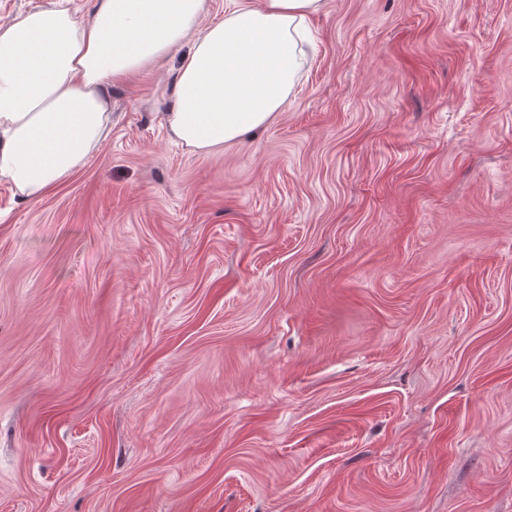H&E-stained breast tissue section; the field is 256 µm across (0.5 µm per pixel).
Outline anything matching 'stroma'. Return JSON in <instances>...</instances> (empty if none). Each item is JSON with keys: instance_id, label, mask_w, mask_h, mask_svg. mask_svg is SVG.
<instances>
[{"instance_id": "stroma-1", "label": "stroma", "mask_w": 512, "mask_h": 512, "mask_svg": "<svg viewBox=\"0 0 512 512\" xmlns=\"http://www.w3.org/2000/svg\"><path fill=\"white\" fill-rule=\"evenodd\" d=\"M210 153L112 87L0 178V512H512V0H326Z\"/></svg>"}]
</instances>
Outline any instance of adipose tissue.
<instances>
[{"label": "adipose tissue", "mask_w": 512, "mask_h": 512, "mask_svg": "<svg viewBox=\"0 0 512 512\" xmlns=\"http://www.w3.org/2000/svg\"><path fill=\"white\" fill-rule=\"evenodd\" d=\"M323 0H235L201 26L209 0H94L90 22L49 0L0 23V177L34 198L80 166L112 121L114 82L187 47L164 120L211 151L268 127L306 65Z\"/></svg>", "instance_id": "ef3b65f1"}]
</instances>
